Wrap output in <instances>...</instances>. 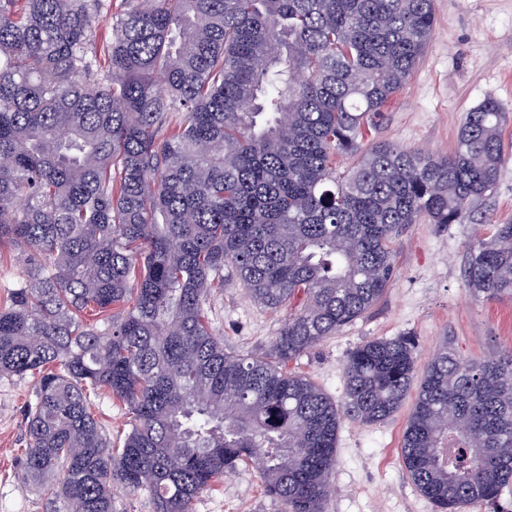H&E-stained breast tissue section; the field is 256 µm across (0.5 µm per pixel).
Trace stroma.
Wrapping results in <instances>:
<instances>
[{"label": "stroma", "instance_id": "35a3bbf8", "mask_svg": "<svg viewBox=\"0 0 512 512\" xmlns=\"http://www.w3.org/2000/svg\"><path fill=\"white\" fill-rule=\"evenodd\" d=\"M434 13L427 51L366 141L449 153L466 114L492 98L506 113V161L496 187L471 204L465 223L410 225L393 245L397 274L382 300L291 363L338 404L346 356L369 339L412 335L422 364L445 343L470 359L512 350V296L482 300L465 281L476 242L512 222V0H434ZM208 308L225 349L244 356L264 355L285 318L254 303L229 271ZM35 386L30 376L0 377V512H46L41 496L20 478L25 408ZM408 414L404 407L370 425L341 420L325 512H435L402 465ZM194 512H281V506L265 493L259 473L243 467L201 493Z\"/></svg>", "mask_w": 512, "mask_h": 512}]
</instances>
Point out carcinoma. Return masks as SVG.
I'll return each mask as SVG.
<instances>
[{
  "label": "carcinoma",
  "mask_w": 512,
  "mask_h": 512,
  "mask_svg": "<svg viewBox=\"0 0 512 512\" xmlns=\"http://www.w3.org/2000/svg\"><path fill=\"white\" fill-rule=\"evenodd\" d=\"M433 32L434 0H0V246L28 256L0 376L38 380L21 479L46 512H112L117 487L193 512L243 464L283 512H324L341 417L384 421L416 380L401 456L419 493L463 512L512 486V352L445 346L419 372L412 336L368 340L341 406L287 370L381 301L409 225L460 224L497 184L492 98L446 155L363 144ZM226 267L287 311L262 357L213 333ZM466 277L512 294V224ZM103 391L132 414L117 448Z\"/></svg>",
  "instance_id": "obj_1"
}]
</instances>
